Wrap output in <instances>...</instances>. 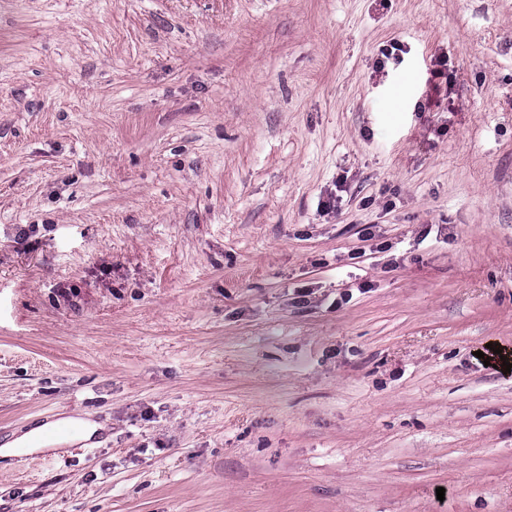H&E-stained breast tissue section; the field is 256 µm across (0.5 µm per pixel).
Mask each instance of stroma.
I'll use <instances>...</instances> for the list:
<instances>
[{
  "mask_svg": "<svg viewBox=\"0 0 512 512\" xmlns=\"http://www.w3.org/2000/svg\"><path fill=\"white\" fill-rule=\"evenodd\" d=\"M490 346L512 0H0V512H512ZM62 427H71L76 433L60 436L56 432ZM104 426L91 422L80 415H63L62 418L37 424L20 432L12 441L0 448L3 457L17 454L20 448L29 452L47 448V446L72 445L88 442L94 438Z\"/></svg>",
  "mask_w": 512,
  "mask_h": 512,
  "instance_id": "35a3bbf8",
  "label": "stroma"
}]
</instances>
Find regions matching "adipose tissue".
I'll list each match as a JSON object with an SVG mask.
<instances>
[{
	"instance_id": "1",
	"label": "adipose tissue",
	"mask_w": 512,
	"mask_h": 512,
	"mask_svg": "<svg viewBox=\"0 0 512 512\" xmlns=\"http://www.w3.org/2000/svg\"><path fill=\"white\" fill-rule=\"evenodd\" d=\"M101 429V424L91 422L78 415H66L20 432L12 441L0 448V455L12 456L21 448L35 451L50 446L87 442L94 438Z\"/></svg>"
}]
</instances>
